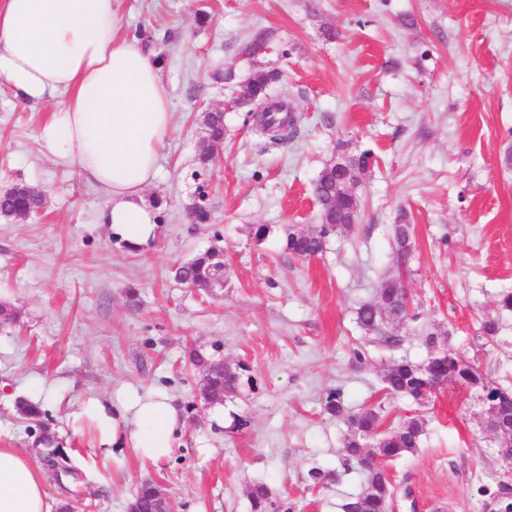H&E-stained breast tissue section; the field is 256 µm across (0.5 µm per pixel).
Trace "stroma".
<instances>
[{
	"label": "stroma",
	"mask_w": 512,
	"mask_h": 512,
	"mask_svg": "<svg viewBox=\"0 0 512 512\" xmlns=\"http://www.w3.org/2000/svg\"><path fill=\"white\" fill-rule=\"evenodd\" d=\"M122 35L145 28L173 130L145 198L159 224L132 248L98 221L104 197L76 169L44 156L37 132L51 104L16 98L0 78V190L42 188L41 214L0 216V303L20 314L0 322V447L41 460L71 457L78 477L45 471L49 502L78 490L80 512H129L136 488L158 483L178 512H252L249 490L264 482L297 512H342L360 491L355 475L309 488L308 471L335 469L347 429L325 413L330 389L353 410L382 405L393 430L423 414L418 451L390 463L396 512H482V488L504 478L485 431L479 393L458 384L426 406L384 395L395 359L424 361L426 331L492 378L512 386V0H119ZM207 11L199 22V11ZM335 38H327L326 30ZM271 37L266 62L282 72L276 96L302 118L297 142L275 144L245 121L232 97L252 62L256 35ZM233 73L216 84L215 68ZM224 107L226 137L208 171L197 153V112ZM370 150L372 168L355 193L353 230L331 236L308 260L284 250L289 225L317 227L313 185L337 144ZM206 183L210 219L189 208ZM414 226L405 284L418 305L400 348L366 344L356 324L397 270L391 227ZM270 227L264 240L253 229ZM224 252V285L208 292L175 282L171 267L211 246ZM137 289L130 301L129 289ZM498 324L495 337L482 325ZM243 363L247 381L222 408L198 405L200 373L188 348ZM124 388L162 391L181 407L185 429L167 458L101 446L91 422L73 424L76 404ZM41 404L34 423L16 399ZM55 435L40 444L43 430Z\"/></svg>",
	"instance_id": "obj_1"
}]
</instances>
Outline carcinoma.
<instances>
[{
    "label": "carcinoma",
    "mask_w": 512,
    "mask_h": 512,
    "mask_svg": "<svg viewBox=\"0 0 512 512\" xmlns=\"http://www.w3.org/2000/svg\"><path fill=\"white\" fill-rule=\"evenodd\" d=\"M281 73L276 69L255 67L247 79V88L254 99V107L274 98L273 87ZM197 121L206 129V140L213 144L224 143V114L204 111ZM257 127L275 143H288L298 135L299 118L295 114L284 116L273 110L261 115ZM343 158L344 166L332 168L328 165L321 170L316 183V201L319 205L318 229L312 232L288 227L285 233V251L293 258L308 259L321 254L328 238L336 229L352 230L360 217L358 197L343 194L341 190L349 182H360L370 171L371 153L368 150L352 153L346 145L336 147ZM44 205L42 189L18 183L0 197V213H35ZM393 250L397 255L398 269L405 268L406 259L413 252L415 240L410 224H394L391 228ZM224 253L217 247L196 254L176 271L172 278L193 288H206L214 268L223 263ZM406 289L402 276L386 277L378 288L377 299L361 304L356 309V321L365 333L374 335L378 341L396 348L405 341L400 333L409 322L418 318V313L405 300ZM423 343L428 356L422 363L402 358L392 362L383 376L386 394L412 400L417 404L428 401L435 392L449 384L473 386L485 391L487 398L496 402L497 410L504 418L512 419V390L488 378L478 367L463 361L439 335L430 332ZM209 370L204 389L210 393L233 394L238 386L242 364L232 365L227 372L213 354L205 355ZM382 406L349 410L343 399L342 389L328 391L324 411L343 422L347 427L343 447L342 467L344 473L357 472L364 478L361 491L345 500L343 512H383L385 503L397 495L396 486L390 482L380 467L366 468V456L373 452L384 460L394 462L414 454L420 448L426 431V419L415 415L405 419L393 431H381ZM16 411L26 419L41 421V408L29 401L16 402ZM155 485L143 484L136 493L133 504L147 512L154 496ZM488 499L484 506H492L489 512H512V484L500 482L494 490H485ZM253 512H293V507L275 499L265 484H256L250 491Z\"/></svg>",
    "instance_id": "carcinoma-1"
}]
</instances>
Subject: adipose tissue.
Returning a JSON list of instances; mask_svg holds the SVG:
<instances>
[{"label": "adipose tissue", "instance_id": "ef3b65f1", "mask_svg": "<svg viewBox=\"0 0 512 512\" xmlns=\"http://www.w3.org/2000/svg\"><path fill=\"white\" fill-rule=\"evenodd\" d=\"M121 27L118 0H0V78L24 101L61 98L39 128L43 154L78 169L106 199L101 223L138 246L156 234L145 191L172 114L160 63ZM75 416L95 423L101 445L123 442L152 461L169 456L184 429L163 393L89 398ZM0 512H52L42 473L15 448H0Z\"/></svg>", "mask_w": 512, "mask_h": 512}]
</instances>
